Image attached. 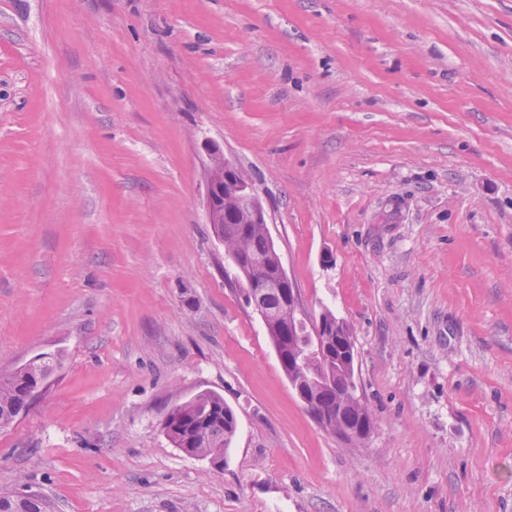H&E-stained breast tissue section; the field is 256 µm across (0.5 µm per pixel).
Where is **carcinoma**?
Segmentation results:
<instances>
[{
    "label": "carcinoma",
    "instance_id": "obj_1",
    "mask_svg": "<svg viewBox=\"0 0 512 512\" xmlns=\"http://www.w3.org/2000/svg\"><path fill=\"white\" fill-rule=\"evenodd\" d=\"M214 233L224 246V254L234 255L244 266L259 265L261 276L274 278L278 258L267 247L264 224H215ZM326 358L317 355L309 359L305 370L298 375L302 384L322 375ZM60 359L45 354L34 363L16 368L0 367V427L9 425L27 405L28 395L46 381ZM348 421L370 434L374 425L373 411L365 402H353ZM163 432L173 445L193 457L210 459L218 464L224 460V450L234 438L238 422L234 409L224 397L203 392L172 406L165 413ZM0 512H48L47 501L38 494H1Z\"/></svg>",
    "mask_w": 512,
    "mask_h": 512
}]
</instances>
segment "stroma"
Masks as SVG:
<instances>
[{"instance_id": "35a3bbf8", "label": "stroma", "mask_w": 512, "mask_h": 512, "mask_svg": "<svg viewBox=\"0 0 512 512\" xmlns=\"http://www.w3.org/2000/svg\"><path fill=\"white\" fill-rule=\"evenodd\" d=\"M246 171L374 430L320 428L224 269ZM0 427L49 512H512V0H0ZM223 396V468L167 409ZM59 364L58 356L44 354L34 363L12 369L0 367V427L13 421L27 405L28 395L45 382Z\"/></svg>"}]
</instances>
